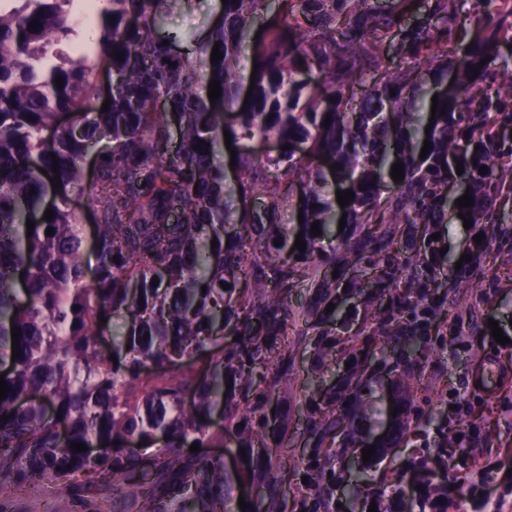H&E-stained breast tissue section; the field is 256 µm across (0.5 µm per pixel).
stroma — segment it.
<instances>
[{"label": "stroma", "mask_w": 512, "mask_h": 512, "mask_svg": "<svg viewBox=\"0 0 512 512\" xmlns=\"http://www.w3.org/2000/svg\"><path fill=\"white\" fill-rule=\"evenodd\" d=\"M365 45L379 64L350 86L354 96L367 93L380 74L409 66L411 57L398 52L392 34L370 36ZM496 224L464 227L457 214H445L441 223L422 228L406 226L391 256L404 265L403 278L389 285V293H402L405 281L423 274L428 285L425 326L419 327V348L410 354L422 374L414 377L396 369L381 350L366 347L355 359L354 347L368 330L375 313L385 307L387 295L379 294L365 280L373 275L374 259L363 254L352 260L341 283L359 281L358 289L337 291L336 306L321 328L336 338V354L321 360L306 339L290 335L294 370L286 398L277 404L288 415L287 454L274 457L267 472L279 485L276 506L261 502L259 512H368L371 502H387L395 479L417 475L456 499L459 492L476 500L512 498V176L493 182ZM482 249H475L474 236ZM468 255L471 271L470 299L460 303L454 284L456 263ZM497 321L508 344L496 343L490 321ZM494 358L500 378L492 392L471 386L479 362ZM356 362L364 379V392L355 402L363 411L347 447L337 448L329 471L321 466L327 453L307 443L302 435L307 414L317 411L329 393L347 376L346 365ZM411 406V428L401 433L388 457L363 459L367 442L385 436L396 426L390 411ZM320 477L322 500L307 493L305 478ZM0 512H112L111 480H93L79 474L67 484L25 485L0 494Z\"/></svg>", "instance_id": "1"}]
</instances>
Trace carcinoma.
<instances>
[{"label":"carcinoma","instance_id":"1","mask_svg":"<svg viewBox=\"0 0 512 512\" xmlns=\"http://www.w3.org/2000/svg\"><path fill=\"white\" fill-rule=\"evenodd\" d=\"M75 2L10 0L0 8V367L10 386L0 417L11 415L0 420V490L6 480L64 482L81 472L116 479L112 503L122 512H241L240 482L274 497L251 448L292 376L288 330L317 328L323 305L336 298V266L370 252L379 276L400 277L387 255L400 225L436 224L445 203L474 224L495 223L491 177L502 158L512 157V97L485 99L477 86L490 76L501 46L512 42V0H497V10L460 37L451 62L433 49L430 21L401 31L414 57L428 52L432 82L400 68L359 99L344 92L358 50L369 32L400 25L371 0H279L282 22L303 15L317 41H290L277 25L252 47L245 45L247 24L267 0H227L221 23L205 39L175 33L166 46L153 30L202 0H104L88 47L78 45ZM33 22L40 24L34 31ZM180 41L196 43L195 58L172 49ZM216 44L223 58L213 63ZM485 57L489 62L477 68ZM253 62L250 104L226 124L224 111L238 105L244 69ZM305 63L319 68V82L299 78ZM103 68L112 72L104 112L97 81ZM214 78L221 96L212 105ZM450 78L455 92L437 95L433 119L426 97ZM64 114L70 121H62ZM225 130L239 146L233 187L224 184L220 160ZM259 139L291 148L262 158L251 149ZM426 139L431 149L421 160ZM95 149L91 267L83 217L68 191L85 183L84 160ZM321 159L340 168L328 173L317 166ZM398 161L404 178L393 184L388 223H379L374 211ZM457 164L470 207L442 195L444 168ZM281 173L305 183L288 225L278 219ZM56 176L61 188L54 191ZM342 186L353 192L344 208L336 201ZM47 209L54 213L49 221ZM344 213L367 229L346 239L330 235ZM28 220L35 223L29 236ZM316 221L319 236L310 234ZM226 224L237 225L231 247L224 246ZM300 232L302 252L293 248ZM241 277L253 282L248 297L234 296ZM303 277L316 294L309 305L295 306L292 289ZM424 287L412 280L391 297L365 338H382L408 373L419 371L407 358L419 342L398 326L396 314L423 304ZM122 314L127 321L112 334L109 353L100 318ZM13 326L20 328L15 349ZM227 331L239 339L224 342ZM311 341L318 357L335 355L327 337ZM14 350L20 357H12ZM349 397L345 387L330 393L320 414L309 417L305 437L334 447L351 417L336 406ZM217 412L224 429L213 432L209 420ZM272 423L279 434L270 458L290 447L288 422ZM157 435L166 445L151 458L126 453V443L148 445ZM194 442L233 443L247 459L228 472L220 458L190 454ZM73 443L106 451L91 458ZM148 476L152 490L140 497L134 487Z\"/></svg>","mask_w":512,"mask_h":512}]
</instances>
